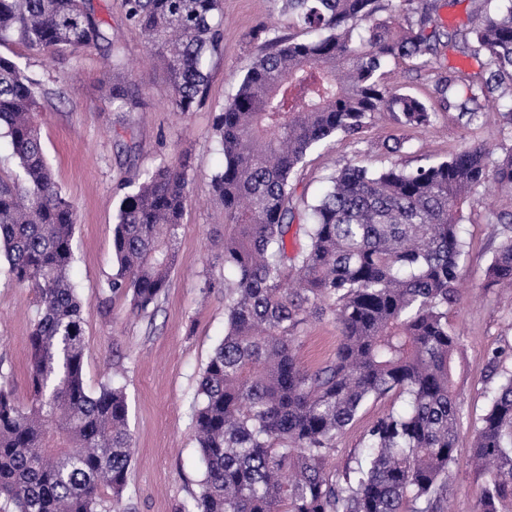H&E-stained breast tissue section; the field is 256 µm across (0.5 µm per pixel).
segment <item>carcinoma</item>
Segmentation results:
<instances>
[{"label":"carcinoma","mask_w":512,"mask_h":512,"mask_svg":"<svg viewBox=\"0 0 512 512\" xmlns=\"http://www.w3.org/2000/svg\"><path fill=\"white\" fill-rule=\"evenodd\" d=\"M288 27L257 45L252 66L214 117L224 165L211 176L224 210L225 334L200 381L193 423L203 478L187 512H444L458 465L462 409L453 358L462 336L448 313L459 303L463 204L481 187L512 196V148L497 159L466 142L415 170L348 163L305 206V244L288 251L297 218L293 177L307 152L338 135L357 139L375 116L401 127L432 123L437 111L476 125L479 105L457 101L476 86L507 100L512 125V0H473L481 18L463 53L483 54L476 73L456 68L434 101L398 93L391 63L434 64L441 33L437 0H398L389 21L379 0H273ZM125 16L161 61L171 105L190 112L208 86L205 64L220 47L222 0H123ZM92 0H0V44L18 36L53 55L104 39ZM112 64L104 78L118 110L143 97ZM38 83L0 55V130L18 173L0 176V254L13 280L35 295L29 336V397L0 387V497L14 512H96L101 488L120 502L132 462L123 388L87 390L82 302L70 279L77 215L47 161ZM189 160L162 162L120 199L112 247L113 294L133 308L155 305L169 286ZM484 288L512 287V210ZM331 313L341 341L314 370L297 358V332ZM404 397L364 437L356 467L331 479L326 460L363 405ZM55 429L67 446L55 450ZM474 464L488 478L477 512H512V370H504L475 430Z\"/></svg>","instance_id":"cac0c4a2"}]
</instances>
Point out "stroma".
I'll use <instances>...</instances> for the list:
<instances>
[{
	"label": "stroma",
	"instance_id": "stroma-1",
	"mask_svg": "<svg viewBox=\"0 0 512 512\" xmlns=\"http://www.w3.org/2000/svg\"><path fill=\"white\" fill-rule=\"evenodd\" d=\"M94 5L127 63L144 99L142 109L117 111L101 91L104 47L50 57L19 39L0 45V54L17 61L44 94L37 120L44 149L62 194L77 213L71 280L83 300V379L90 392L122 386L129 406L134 456L123 492L127 512H183L199 492L202 468L192 421L201 373L224 337V212L211 194L210 178L224 156L213 128L215 110L234 92L253 63L265 26L287 30L288 22L272 0H223L218 17L221 50L208 61L204 103L194 111L174 112L170 87L139 31L125 19L122 0ZM484 57L443 46L435 67L410 62L394 68L393 83L402 93L423 100L448 71H479ZM406 138L408 149L390 156L382 144ZM485 143L493 156L512 147V127L500 112L484 113L479 125L463 128L454 113H438L424 128H400L388 116H376L360 142L338 136L311 149L294 178L296 198L312 202L326 177L359 161L379 169L396 163L413 169L446 159L464 141ZM189 155L191 199L185 209L177 261L165 293L147 311H132L124 294L108 295L117 270L112 253L115 216L126 184L161 162ZM512 207V199L480 189L476 202L463 206L461 224L468 248L461 261L462 297L449 314L463 344L455 358L454 383L461 394L462 419L456 453L461 472L449 486L445 512H475L483 472L469 464L474 428L488 406L498 378L491 371L493 351H502L501 368L512 370V292L483 290L485 271L500 238L489 223L492 209ZM35 317L32 291L15 284L0 261V385L26 400L29 334ZM340 331L331 315L310 318L299 330L297 355L308 369L332 358ZM389 401L370 402L338 436L326 462L335 476L354 467L364 436Z\"/></svg>",
	"mask_w": 512,
	"mask_h": 512
}]
</instances>
